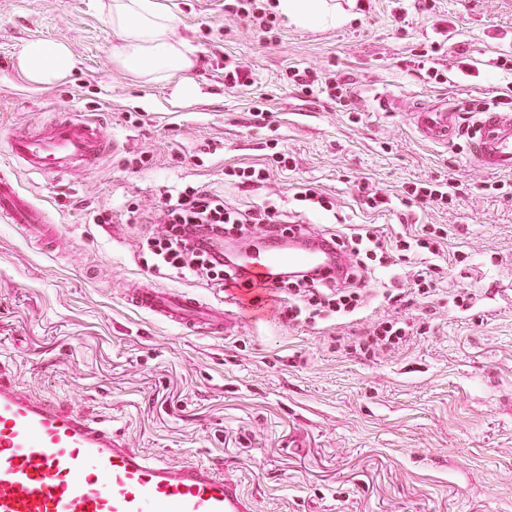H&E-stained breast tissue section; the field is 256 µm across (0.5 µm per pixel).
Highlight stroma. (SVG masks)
Segmentation results:
<instances>
[{
    "mask_svg": "<svg viewBox=\"0 0 512 512\" xmlns=\"http://www.w3.org/2000/svg\"><path fill=\"white\" fill-rule=\"evenodd\" d=\"M195 66L162 82L112 62L109 0H0V173L63 231L48 246L0 221V369L15 391L111 427L153 461L212 463L236 478L255 512H512V174L470 161L464 141L437 147L400 113L390 90L465 111L512 96V0H340L352 20L318 30L279 17L265 33L229 0H162ZM31 40L66 43L79 61L53 86L16 67ZM242 65L243 84L224 79ZM314 67L345 96L302 92ZM198 90L173 97L177 86ZM97 121L116 143L95 168L31 175L7 160L11 133L61 112ZM250 190L225 170L268 165ZM456 189L448 205H409L416 183ZM335 205L305 222L322 235L372 224L382 238L447 235L434 295L384 301L410 287L421 258L377 270L358 319L326 314L290 324L270 298L238 306L202 278L157 270L142 247L160 231L158 202L185 185L253 211L292 202L301 184ZM387 201L364 207L361 190ZM229 310L209 336L128 307L141 282ZM465 295L463 306L453 302ZM414 325L399 347L361 355L340 345L356 325Z\"/></svg>",
    "mask_w": 512,
    "mask_h": 512,
    "instance_id": "obj_1",
    "label": "stroma"
}]
</instances>
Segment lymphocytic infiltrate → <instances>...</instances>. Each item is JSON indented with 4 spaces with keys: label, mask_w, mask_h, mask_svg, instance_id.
<instances>
[{
    "label": "lymphocytic infiltrate",
    "mask_w": 512,
    "mask_h": 512,
    "mask_svg": "<svg viewBox=\"0 0 512 512\" xmlns=\"http://www.w3.org/2000/svg\"><path fill=\"white\" fill-rule=\"evenodd\" d=\"M159 207L166 229L147 240L159 266L180 275L206 277L224 289L248 288L252 282L242 266L226 262L223 254L214 250V241L241 239L254 233L266 238L280 237L291 230L282 209L267 207L242 213L226 206L222 196L191 185L165 196ZM439 236V231L433 230L424 232L413 243L404 238L387 243L373 233H359L342 244L351 261L343 280L305 273L284 274L263 284L261 291L272 298L287 299L282 313L292 322L324 310L350 315L362 307L366 298L368 265L361 256L362 243L371 244L380 262L389 264L414 245L435 253Z\"/></svg>",
    "instance_id": "f902f5d3"
}]
</instances>
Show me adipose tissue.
Wrapping results in <instances>:
<instances>
[{"label":"adipose tissue","instance_id":"obj_1","mask_svg":"<svg viewBox=\"0 0 512 512\" xmlns=\"http://www.w3.org/2000/svg\"><path fill=\"white\" fill-rule=\"evenodd\" d=\"M274 12L301 27L327 29L349 22L330 0H275ZM109 20L120 44L112 55L114 65L144 81H163L177 71L194 67L191 49L175 33L173 19L161 0H112ZM77 61L70 48L59 42L26 43L18 67L32 83L51 85L66 78Z\"/></svg>","mask_w":512,"mask_h":512}]
</instances>
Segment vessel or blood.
Instances as JSON below:
<instances>
[{
    "mask_svg": "<svg viewBox=\"0 0 512 512\" xmlns=\"http://www.w3.org/2000/svg\"><path fill=\"white\" fill-rule=\"evenodd\" d=\"M384 112L403 113L426 141L445 145L468 138L481 168L512 173V113L462 112L447 99L405 104L379 95ZM9 154L36 174L67 173L104 158L111 150L102 127L75 117L11 135ZM27 237L47 242L62 227L50 223L14 181L0 178V220ZM343 256L329 246L309 250L248 252L244 267L255 282L281 269L340 270ZM125 298L159 321L210 332L226 330L223 308L144 283ZM0 512H253L238 481L210 465L153 462L113 439L111 430L83 415L13 391L0 376Z\"/></svg>",
    "mask_w": 512,
    "mask_h": 512,
    "instance_id": "1",
    "label": "vessel or blood"
}]
</instances>
